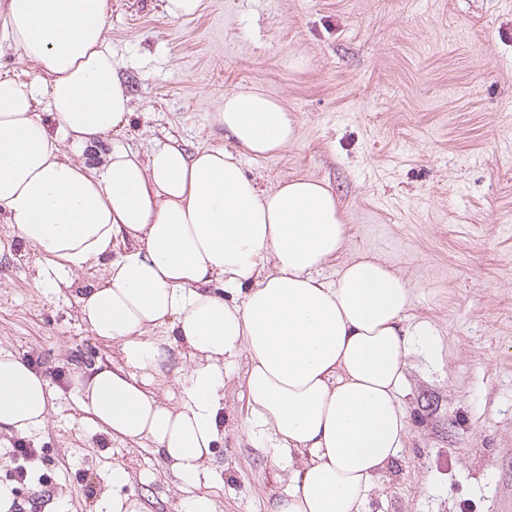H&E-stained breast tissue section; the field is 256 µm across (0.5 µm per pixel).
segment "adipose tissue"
Here are the masks:
<instances>
[{"instance_id": "adipose-tissue-1", "label": "adipose tissue", "mask_w": 512, "mask_h": 512, "mask_svg": "<svg viewBox=\"0 0 512 512\" xmlns=\"http://www.w3.org/2000/svg\"><path fill=\"white\" fill-rule=\"evenodd\" d=\"M108 5L7 0L15 44L51 76L49 112L35 110L39 79H0V223L39 253L43 280L105 270L77 312L123 364L71 376L84 410L104 432L150 443L191 489L186 512H219L224 386L247 358L244 428L269 462L273 512H362L404 446L408 359L430 341L426 325L404 323L412 289L373 255L340 260L347 224L327 182L265 192L245 175L242 156L275 155L298 133L261 89L214 112L223 145L101 150L131 101L105 45ZM163 327L185 361L173 405L149 388L170 361L151 337ZM50 396L32 363L0 351V429L43 428Z\"/></svg>"}]
</instances>
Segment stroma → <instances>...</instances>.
<instances>
[{"instance_id":"stroma-1","label":"stroma","mask_w":512,"mask_h":512,"mask_svg":"<svg viewBox=\"0 0 512 512\" xmlns=\"http://www.w3.org/2000/svg\"><path fill=\"white\" fill-rule=\"evenodd\" d=\"M165 0H110L106 42L132 113L102 145L148 151L175 138L220 145L211 120L227 94L258 88L298 121L296 140L241 165L262 190L297 177L331 184L345 213L342 253L376 254L413 290L407 324H429L414 353L408 435L364 512H512V0H202L191 19ZM0 0V77L42 70L21 55ZM12 229L0 223V240ZM0 254V350L32 360L52 385L38 453L16 483L0 432V483L23 512H102L113 464L147 512H183L188 491L144 443L95 428L66 385L115 347L76 317L78 287L39 285L37 252ZM238 378L224 387L212 465L219 512H272L266 465L243 423Z\"/></svg>"}]
</instances>
